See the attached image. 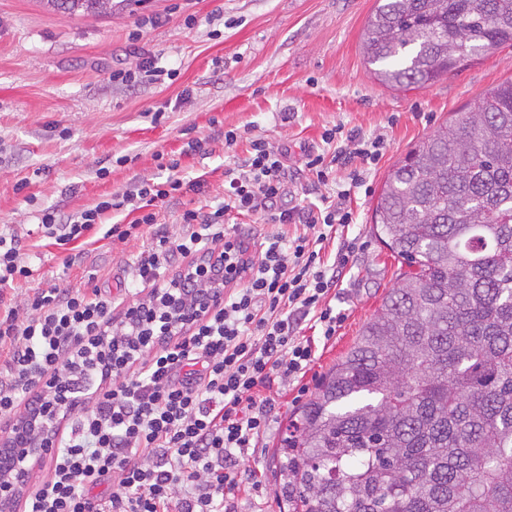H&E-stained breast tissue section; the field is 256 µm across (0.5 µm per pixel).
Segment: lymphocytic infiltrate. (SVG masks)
Segmentation results:
<instances>
[{
	"mask_svg": "<svg viewBox=\"0 0 512 512\" xmlns=\"http://www.w3.org/2000/svg\"><path fill=\"white\" fill-rule=\"evenodd\" d=\"M321 138L346 143L329 159L306 155L305 169L323 185L332 166L376 160L384 148L339 125ZM205 185L136 181L65 223L45 210L41 224L62 248L99 235L148 237L133 272L148 293L122 311L91 274L74 287L39 289L28 298L30 315L19 317L3 292L33 271L18 260V238L0 235V416L44 412L42 391L56 385L65 422L50 451L51 476L29 493L26 512H235L224 491L270 423L265 389L274 374L291 377L312 360L300 326L311 318L324 337L335 335L340 317L323 300L339 267L325 265L319 249L352 222L345 193L316 209L279 207L288 186L283 154L256 138L226 173L223 206L185 211L183 234L170 238L159 209ZM126 209L132 221L103 224L105 213ZM232 212L305 231L272 235L253 255L224 226ZM176 254L190 268L170 277ZM110 482L116 491L101 494Z\"/></svg>",
	"mask_w": 512,
	"mask_h": 512,
	"instance_id": "1",
	"label": "lymphocytic infiltrate"
}]
</instances>
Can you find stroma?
<instances>
[{"instance_id":"obj_1","label":"stroma","mask_w":512,"mask_h":512,"mask_svg":"<svg viewBox=\"0 0 512 512\" xmlns=\"http://www.w3.org/2000/svg\"><path fill=\"white\" fill-rule=\"evenodd\" d=\"M375 0H132L109 16H67L44 0H0V234L22 242L19 261L34 271L7 295L17 310L37 289L76 286L96 274L104 295L128 299L133 262L143 240L105 239L86 247L74 265L46 237L44 210L71 216L108 199L131 181L162 182L155 155L179 158L176 177L207 182L164 206L158 221L179 237L186 210L210 211L224 200V173L251 140L285 149V207L320 205L345 190L353 213L337 238L356 248L327 299L342 321L331 339L303 327L315 343L304 376L276 380L269 392L278 416L253 453L241 460L237 512H288L275 475V455L297 409L352 345L400 278L402 267L372 230V209L393 164L418 141L512 77V45L426 88L392 89L374 75L361 35ZM170 70L167 79L113 80L114 70L138 71L143 56ZM341 125L385 149L363 186L348 169L327 185L303 169L321 139ZM237 134L226 145L225 131ZM202 152L181 153L187 139Z\"/></svg>"}]
</instances>
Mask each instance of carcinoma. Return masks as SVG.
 <instances>
[{
	"mask_svg": "<svg viewBox=\"0 0 512 512\" xmlns=\"http://www.w3.org/2000/svg\"><path fill=\"white\" fill-rule=\"evenodd\" d=\"M376 3L362 48L390 88L512 44V0ZM372 223L410 271L291 420L288 512H512V78L388 171Z\"/></svg>",
	"mask_w": 512,
	"mask_h": 512,
	"instance_id": "obj_1",
	"label": "carcinoma"
}]
</instances>
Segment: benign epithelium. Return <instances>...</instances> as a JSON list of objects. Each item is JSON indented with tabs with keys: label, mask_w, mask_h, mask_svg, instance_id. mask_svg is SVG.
Instances as JSON below:
<instances>
[{
	"label": "benign epithelium",
	"mask_w": 512,
	"mask_h": 512,
	"mask_svg": "<svg viewBox=\"0 0 512 512\" xmlns=\"http://www.w3.org/2000/svg\"><path fill=\"white\" fill-rule=\"evenodd\" d=\"M58 407L54 395H49L42 421L20 420L12 423L9 443L0 448V512H16V507L27 485V464L44 459L54 439L53 430ZM41 429V436L33 437V430Z\"/></svg>",
	"instance_id": "7a95c632"
}]
</instances>
